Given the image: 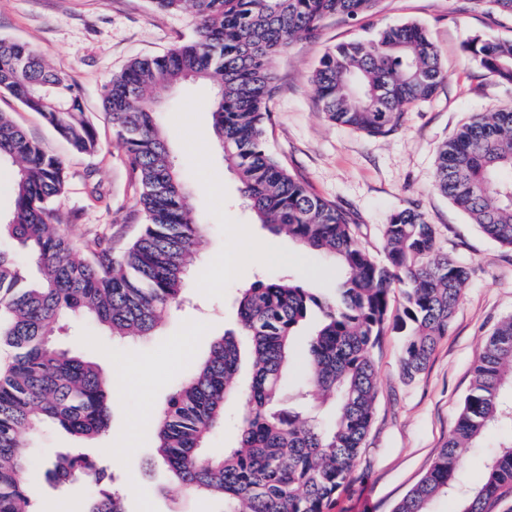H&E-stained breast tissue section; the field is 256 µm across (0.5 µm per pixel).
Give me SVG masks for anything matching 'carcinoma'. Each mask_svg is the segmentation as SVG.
I'll return each instance as SVG.
<instances>
[{
  "label": "carcinoma",
  "mask_w": 512,
  "mask_h": 512,
  "mask_svg": "<svg viewBox=\"0 0 512 512\" xmlns=\"http://www.w3.org/2000/svg\"><path fill=\"white\" fill-rule=\"evenodd\" d=\"M380 0H152L189 9L197 36L162 55L133 59L104 87L102 108L139 183L145 222L120 251L87 243L93 260L49 222L66 188L61 157L0 113V165L13 167L14 206L0 239L26 250L40 271L29 279L19 253L0 247V343L12 362L0 375V512H36L25 438L62 428L83 442L110 430V388L98 366L57 348L67 320L89 319L115 340L151 336L182 297L206 225L156 119L159 92L186 81L216 82L212 134L241 184L244 204L264 229L320 252L338 273L324 295L292 276L261 275L239 290L236 327L169 396L156 418V459L184 494H201L224 512H324L353 477L376 399L374 349L388 323L402 333L400 374L413 380L448 335L470 267L448 254L425 216L411 208L382 225V258L363 245L336 203L315 195L266 146L272 60L330 16L354 19ZM512 17V0H471ZM486 74L512 83V42L466 43ZM438 52L416 23L389 26L368 41L340 43L321 57L312 81L328 120L387 135L405 112L445 80ZM0 91L8 93L80 154L99 145L78 85L37 51L0 39ZM435 188L499 244L512 248V108L479 114L439 152ZM405 288L399 313L391 293ZM247 385L240 382L243 364ZM299 366L300 377L287 382ZM244 403L237 446L206 447L224 404ZM512 423V316L501 319L472 370L453 433L396 512H429L441 495L455 512H492L512 493V436L490 452L480 484L462 483L461 449ZM106 469L84 454H60L45 476L62 485L77 475L101 483ZM83 512H126L124 497L101 491Z\"/></svg>",
  "instance_id": "cac0c4a2"
}]
</instances>
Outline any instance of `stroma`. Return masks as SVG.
Instances as JSON below:
<instances>
[{
  "instance_id": "stroma-1",
  "label": "stroma",
  "mask_w": 512,
  "mask_h": 512,
  "mask_svg": "<svg viewBox=\"0 0 512 512\" xmlns=\"http://www.w3.org/2000/svg\"><path fill=\"white\" fill-rule=\"evenodd\" d=\"M414 21L436 47L447 77L434 96L406 112L384 136L331 123L322 112L311 76L325 51L340 42L364 40L384 26ZM196 34L187 10L165 12L151 0H0V38L33 46L50 67L79 86L84 111L99 149L72 153L43 121L11 96L0 93V112L44 148L63 157L67 186L53 203V221L83 248L103 236L122 247L140 230L135 179L102 106L113 75L135 58L158 55ZM512 40V18L486 15L470 0H381L371 17L326 19L316 35L295 41L272 65L276 91L268 102L267 146L313 192L345 208L361 227V240L381 251L380 228L391 213L413 208L433 224L440 245L473 268L426 370L403 380L398 361L402 338L388 332L375 354L377 399L371 429L354 477L335 495L330 512H393L423 478L452 433L471 383L472 367L494 325L512 314V249L488 238L468 215L434 188L435 163L446 141L471 117L512 107V84L499 82L469 58L466 41ZM159 124L188 186V202L208 230L186 283L185 299L152 336L118 343L89 322L65 326L57 342L113 373L135 361L145 366L123 392L114 394L111 430L87 444L86 454L107 467L109 479L53 485L35 473L37 512H68L98 489L126 494L127 512H219V504L180 495L169 474L155 465L148 406H163L203 358L212 341L236 324L238 288L258 273L291 275L321 293L336 279L328 261L285 236L269 235L240 200V184L224 166L211 136L212 87L189 83L160 92ZM193 151H186V143ZM243 228L240 238L235 228ZM239 253L235 275L224 277L213 263ZM134 447H127L130 423Z\"/></svg>"
}]
</instances>
